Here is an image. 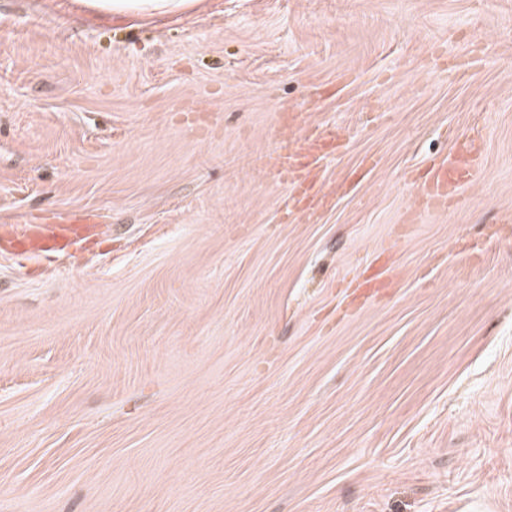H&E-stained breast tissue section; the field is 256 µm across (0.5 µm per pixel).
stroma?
I'll use <instances>...</instances> for the list:
<instances>
[{
    "label": "stroma",
    "instance_id": "35a3bbf8",
    "mask_svg": "<svg viewBox=\"0 0 512 512\" xmlns=\"http://www.w3.org/2000/svg\"><path fill=\"white\" fill-rule=\"evenodd\" d=\"M289 112L344 138L314 222ZM65 210L0 252V512H512V0H0V229ZM200 2V0H75L81 13L103 21L128 18L151 19L185 12ZM321 133L310 135L300 147L284 134L279 145L263 156L262 164L270 171L276 172L291 182L309 178L323 157ZM476 140L477 137H471L458 142L454 155L448 159V163H443L431 169V174L425 180L420 188V195L429 205H443L455 200L461 189L468 186L474 179L475 160L468 144ZM479 143V142H478ZM53 223L31 224L23 239L18 240L20 249L49 257L64 252L77 240L89 241L96 234V224L89 215L59 213Z\"/></svg>",
    "mask_w": 512,
    "mask_h": 512
}]
</instances>
